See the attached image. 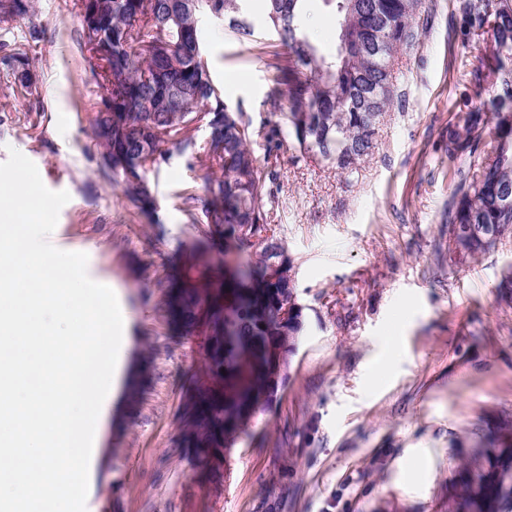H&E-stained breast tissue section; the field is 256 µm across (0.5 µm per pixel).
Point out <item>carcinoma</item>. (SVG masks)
I'll return each mask as SVG.
<instances>
[{"mask_svg": "<svg viewBox=\"0 0 512 512\" xmlns=\"http://www.w3.org/2000/svg\"><path fill=\"white\" fill-rule=\"evenodd\" d=\"M306 0H266V25L287 48L288 64H277L270 95L285 104L281 113L300 153L357 174L373 154L376 133L394 93V65L416 43L423 0H324L336 13L339 38L357 39L345 52L323 55L303 29ZM239 0H81L82 38L103 94L89 127L102 168L131 201L152 198L147 172L175 155L191 154L211 170L206 197L184 196L190 224H206L224 235V255L241 244L255 247L235 266L188 256L184 280L169 303L186 336L202 337L193 394L185 403L187 442L212 460L221 474L224 439L236 432L234 413L255 400L273 346L283 336H300L305 322H283L281 299L292 290L270 263L275 249L288 256L270 224L281 181L275 162L260 163L252 148L263 133L242 109L224 102L204 55L199 23L222 17L242 41L253 37L250 23L235 20ZM469 36H490L487 72L490 113L463 112L465 136L448 138V158L490 151L454 173L448 201L450 240L462 257L474 256L512 230V0H458ZM33 12L32 0H0V22ZM0 68L14 84L31 88L34 73L26 52L0 42ZM209 128L202 148L193 126ZM201 205H196V202ZM512 469V444L500 439L498 465L468 471L450 512H499L512 488L499 471Z\"/></svg>", "mask_w": 512, "mask_h": 512, "instance_id": "carcinoma-1", "label": "carcinoma"}]
</instances>
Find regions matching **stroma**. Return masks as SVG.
I'll return each instance as SVG.
<instances>
[{"mask_svg": "<svg viewBox=\"0 0 512 512\" xmlns=\"http://www.w3.org/2000/svg\"><path fill=\"white\" fill-rule=\"evenodd\" d=\"M457 0H425L414 46L395 68L397 95L374 154L353 180L301 156L269 97L286 49L247 0L254 27L239 41L204 18L202 42L225 102L280 142L283 177L271 222L296 265L306 331L273 403L224 449L214 481L181 434L199 360L165 293L184 254L205 237L181 194L204 196L210 176L190 156L150 170L153 204L127 199L99 168L88 117L101 89L80 39L77 0H37L10 22L32 61L33 94L0 73V162L16 149L45 186L70 200L50 242L88 256L89 276L115 292L124 373L94 437L86 512H448L462 466L490 435L512 430V233L475 257L449 251L448 134L461 112L485 109L466 72L484 68L488 37L464 38ZM43 34L26 40L29 25ZM304 29L325 53L335 13L307 0ZM394 367L374 377L387 342Z\"/></svg>", "mask_w": 512, "mask_h": 512, "instance_id": "35a3bbf8", "label": "stroma"}]
</instances>
